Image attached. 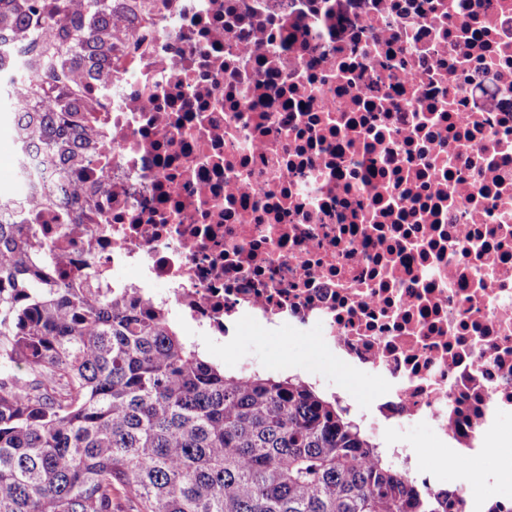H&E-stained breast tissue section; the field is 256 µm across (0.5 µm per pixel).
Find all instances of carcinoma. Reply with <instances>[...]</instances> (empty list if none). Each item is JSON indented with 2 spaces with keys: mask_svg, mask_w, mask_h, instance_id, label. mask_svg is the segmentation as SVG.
<instances>
[{
  "mask_svg": "<svg viewBox=\"0 0 512 512\" xmlns=\"http://www.w3.org/2000/svg\"><path fill=\"white\" fill-rule=\"evenodd\" d=\"M158 0H0V73L17 152L68 185L94 156L90 84L70 66ZM0 198V512H451L455 493L401 477L359 424L297 376L232 373L180 338L138 289L62 282Z\"/></svg>",
  "mask_w": 512,
  "mask_h": 512,
  "instance_id": "1",
  "label": "carcinoma"
}]
</instances>
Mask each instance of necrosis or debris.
Listing matches in <instances>:
<instances>
[{
    "mask_svg": "<svg viewBox=\"0 0 512 512\" xmlns=\"http://www.w3.org/2000/svg\"><path fill=\"white\" fill-rule=\"evenodd\" d=\"M98 87L79 198L14 214L215 341L242 321L369 376L437 471L512 470V0H165ZM13 197L49 190L39 152Z\"/></svg>",
    "mask_w": 512,
    "mask_h": 512,
    "instance_id": "obj_1",
    "label": "necrosis or debris"
}]
</instances>
